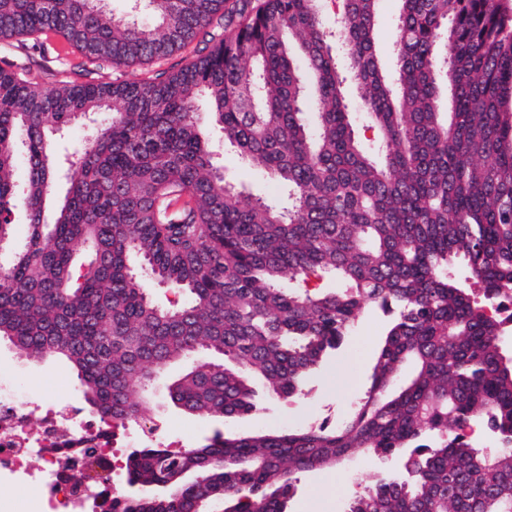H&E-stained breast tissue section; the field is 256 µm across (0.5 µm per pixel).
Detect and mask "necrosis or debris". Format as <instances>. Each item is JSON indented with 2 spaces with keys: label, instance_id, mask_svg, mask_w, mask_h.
I'll return each instance as SVG.
<instances>
[{
  "label": "necrosis or debris",
  "instance_id": "4bbe7bcc",
  "mask_svg": "<svg viewBox=\"0 0 512 512\" xmlns=\"http://www.w3.org/2000/svg\"><path fill=\"white\" fill-rule=\"evenodd\" d=\"M35 410L34 404L0 392V484L25 482L24 463L37 453L43 466L34 488L35 512H108L111 483L78 491L73 478L90 470L89 449L101 453L118 446L126 438L125 429L89 418L72 405L62 411L46 410L34 430L29 420Z\"/></svg>",
  "mask_w": 512,
  "mask_h": 512
}]
</instances>
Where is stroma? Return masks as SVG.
<instances>
[{
  "instance_id": "stroma-1",
  "label": "stroma",
  "mask_w": 512,
  "mask_h": 512,
  "mask_svg": "<svg viewBox=\"0 0 512 512\" xmlns=\"http://www.w3.org/2000/svg\"><path fill=\"white\" fill-rule=\"evenodd\" d=\"M400 0H379L376 52L386 71H393L396 41V18ZM34 57L38 65L32 75L43 86L52 78L83 81L94 78L113 81L117 73L105 68L85 73L79 69L80 55L62 38L48 35L40 47L17 42L0 43V60L24 63ZM204 132L214 152V161L224 172L226 181L242 191L245 201L263 199L272 204H284L285 198L276 183L252 170L233 151L225 148L219 127L205 125ZM390 318L381 310L365 311L355 322L342 348L313 375L303 394L287 400L260 401L256 411L243 418H199L175 409L167 398L166 385L177 367H169L156 384L154 410L139 424L130 426L128 447L152 443L155 427L164 426L168 433L162 442L173 450L202 442L215 430L234 435L262 430L281 432L325 424L336 426L344 421L363 396L381 338ZM0 372L4 373L17 396L35 401L40 407L81 403L74 371L63 361L48 359L32 363L18 358L7 345L0 344ZM334 478L325 470L300 475L296 491L289 503L290 512H345L352 497L362 492L379 472L402 473L399 459L380 460L376 456L358 453L335 466Z\"/></svg>"
}]
</instances>
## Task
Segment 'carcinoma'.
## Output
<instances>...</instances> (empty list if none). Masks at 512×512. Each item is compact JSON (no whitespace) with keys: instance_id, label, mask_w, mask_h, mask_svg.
Segmentation results:
<instances>
[{"instance_id":"cac0c4a2","label":"carcinoma","mask_w":512,"mask_h":512,"mask_svg":"<svg viewBox=\"0 0 512 512\" xmlns=\"http://www.w3.org/2000/svg\"><path fill=\"white\" fill-rule=\"evenodd\" d=\"M139 2L117 19L105 0H0V41L53 33L98 69L205 44L151 78L50 88L0 61V342L67 363L88 407L124 427L149 410L156 375L193 354L236 366L194 364L168 385L170 403L243 418L258 407L249 377L268 398L300 395L367 308L394 317L341 424L135 448L112 512H288L299 474L359 449L411 467L378 476L346 512H512L507 326L468 287L486 299L512 289L503 0H401L392 75L375 49L378 0H341L334 26L320 0H146L144 18ZM349 79L371 143L355 133ZM200 97L224 146L280 183L288 206L246 204L224 180ZM86 115L93 134L56 158L54 136ZM327 273L338 288L303 287ZM150 282L183 302L154 304ZM472 421L496 435L495 453L457 433Z\"/></svg>"}]
</instances>
